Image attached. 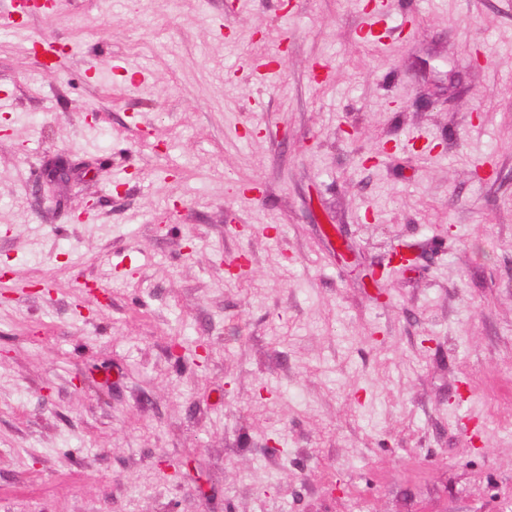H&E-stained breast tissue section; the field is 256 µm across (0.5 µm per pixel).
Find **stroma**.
I'll return each mask as SVG.
<instances>
[{"label": "stroma", "instance_id": "stroma-1", "mask_svg": "<svg viewBox=\"0 0 512 512\" xmlns=\"http://www.w3.org/2000/svg\"><path fill=\"white\" fill-rule=\"evenodd\" d=\"M376 2L0 27V512H512V0Z\"/></svg>", "mask_w": 512, "mask_h": 512}]
</instances>
